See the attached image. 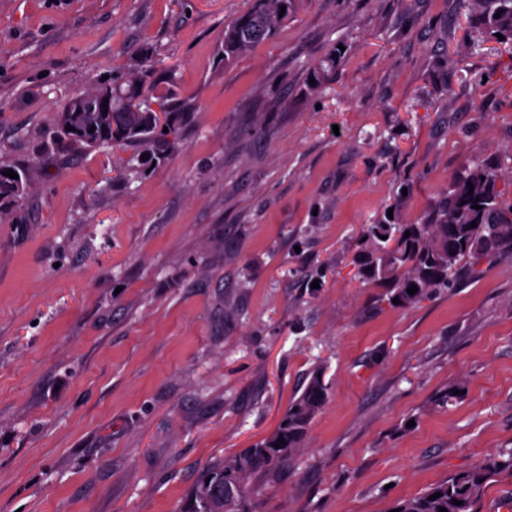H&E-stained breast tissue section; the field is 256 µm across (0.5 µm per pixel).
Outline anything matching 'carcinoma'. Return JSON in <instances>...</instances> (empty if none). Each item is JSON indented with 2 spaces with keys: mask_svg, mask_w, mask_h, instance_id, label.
Segmentation results:
<instances>
[{
  "mask_svg": "<svg viewBox=\"0 0 512 512\" xmlns=\"http://www.w3.org/2000/svg\"><path fill=\"white\" fill-rule=\"evenodd\" d=\"M473 27L512 40V0H465ZM294 9V0H254V4L224 28L219 50L228 65L270 40ZM500 17H495L496 13ZM330 53L311 69L319 87L336 70ZM157 67L145 60L118 76H108L93 89L80 92L55 113L58 140L74 152L112 144L147 150L161 144L176 148L178 134L171 115L179 108L170 93L156 96L157 108L147 104L150 78ZM112 92V111L101 112V97ZM74 127L69 131L66 126ZM168 131H163V128ZM512 180L504 181L494 168L476 164L451 180L448 191L419 224H405L391 235L392 225L370 224L363 230V262L359 275L386 288L390 298L410 306L427 298L432 289L446 288L466 265L512 254ZM481 209H475V205ZM475 227H470L471 222ZM410 236H405V232ZM417 287L413 295L407 292ZM328 385L315 371L301 394L293 399L276 430L237 454L208 465L187 493L183 512H252L250 484L274 473L304 445L309 426L326 404ZM284 443H279V440ZM512 470L495 458L457 473L425 492L395 505L401 512H474L486 483L501 469ZM441 496L432 500L435 493ZM460 504H455V501Z\"/></svg>",
  "mask_w": 512,
  "mask_h": 512,
  "instance_id": "cac0c4a2",
  "label": "carcinoma"
}]
</instances>
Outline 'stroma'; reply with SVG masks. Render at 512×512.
<instances>
[{"label":"stroma","instance_id":"35a3bbf8","mask_svg":"<svg viewBox=\"0 0 512 512\" xmlns=\"http://www.w3.org/2000/svg\"><path fill=\"white\" fill-rule=\"evenodd\" d=\"M252 2L0 0V164L36 173L0 202V512H182L316 369L255 512H389L512 451V255L407 307L358 276L364 226L512 172V55L462 0H297L225 64ZM145 58L177 150L54 145L67 98Z\"/></svg>","mask_w":512,"mask_h":512}]
</instances>
